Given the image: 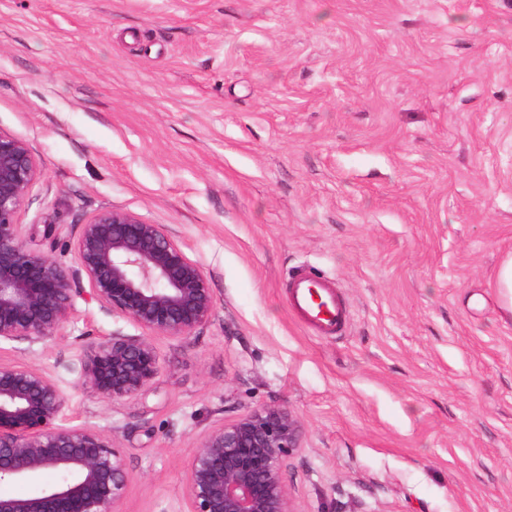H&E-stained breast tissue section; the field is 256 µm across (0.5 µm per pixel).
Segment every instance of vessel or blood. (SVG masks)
Here are the masks:
<instances>
[{
    "label": "vessel or blood",
    "mask_w": 512,
    "mask_h": 512,
    "mask_svg": "<svg viewBox=\"0 0 512 512\" xmlns=\"http://www.w3.org/2000/svg\"><path fill=\"white\" fill-rule=\"evenodd\" d=\"M292 310L317 334L340 333L346 321V307L327 279H314L306 274L294 275L289 283Z\"/></svg>",
    "instance_id": "b4317fda"
}]
</instances>
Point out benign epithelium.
<instances>
[{"label":"benign epithelium","instance_id":"7a95c632","mask_svg":"<svg viewBox=\"0 0 512 512\" xmlns=\"http://www.w3.org/2000/svg\"><path fill=\"white\" fill-rule=\"evenodd\" d=\"M39 178L30 146L0 131V343L64 336L78 298L162 336L187 337L211 320L217 298L207 276L161 224L100 209L79 225L74 267L31 248L36 225L20 213ZM158 370L149 337L113 333L91 343L80 381L117 402L151 392ZM65 406L41 370L0 361V481L58 476L35 495H0V512H118L124 456L95 429L57 424ZM299 437L284 405L212 426L188 460V512H296L283 471Z\"/></svg>","mask_w":512,"mask_h":512}]
</instances>
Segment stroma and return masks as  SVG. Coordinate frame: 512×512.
Listing matches in <instances>:
<instances>
[{
	"label": "stroma",
	"instance_id": "1",
	"mask_svg": "<svg viewBox=\"0 0 512 512\" xmlns=\"http://www.w3.org/2000/svg\"><path fill=\"white\" fill-rule=\"evenodd\" d=\"M0 131L40 165L32 248L74 265L79 224L129 211L217 297L152 336L145 399L79 381L88 342L143 333L98 304L0 344L122 449L118 512H188L193 448L266 404L301 423L295 512H512V0H0ZM299 271L340 335L291 312ZM289 304L292 310L317 334H338L346 321V307L328 279H314L299 273L289 283Z\"/></svg>",
	"mask_w": 512,
	"mask_h": 512
}]
</instances>
